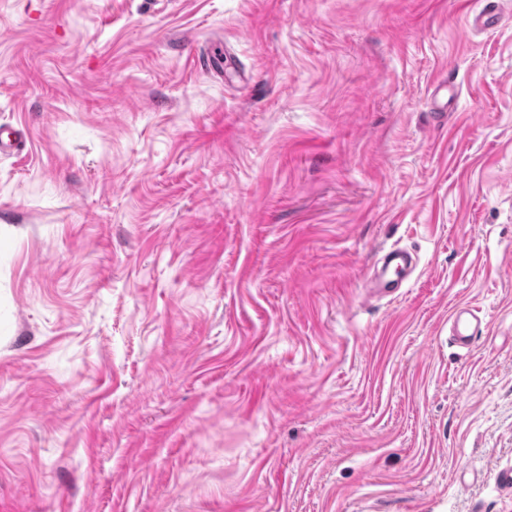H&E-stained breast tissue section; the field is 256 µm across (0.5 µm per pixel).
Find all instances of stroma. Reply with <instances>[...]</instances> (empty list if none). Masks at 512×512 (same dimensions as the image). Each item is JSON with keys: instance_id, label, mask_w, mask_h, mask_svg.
<instances>
[{"instance_id": "35a3bbf8", "label": "stroma", "mask_w": 512, "mask_h": 512, "mask_svg": "<svg viewBox=\"0 0 512 512\" xmlns=\"http://www.w3.org/2000/svg\"><path fill=\"white\" fill-rule=\"evenodd\" d=\"M483 6L0 0V512H512ZM408 256L409 253L401 248H393L387 251L380 259L383 262L381 272L375 273L374 276L368 280L366 288H370L371 291L382 296L394 294L398 288H401V285L395 286L394 281L388 280L383 276L384 272L391 265L395 267L401 266ZM466 315L474 318L466 310H460L455 313L450 337L455 346L463 349L470 348L478 337V333L476 334L477 324L473 325L472 320Z\"/></svg>"}]
</instances>
